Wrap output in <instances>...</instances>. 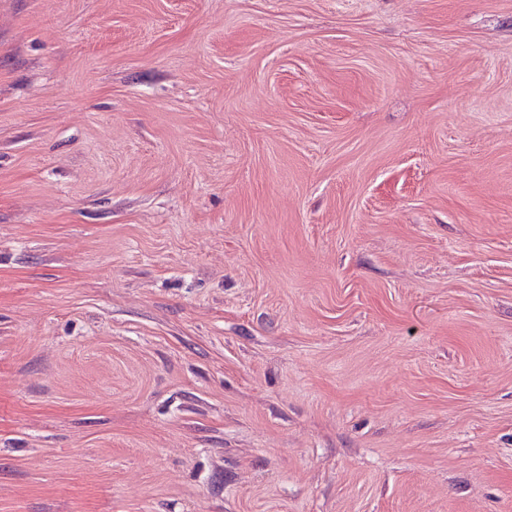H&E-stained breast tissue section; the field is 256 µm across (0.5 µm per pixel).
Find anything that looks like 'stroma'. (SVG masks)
<instances>
[{"instance_id":"obj_1","label":"stroma","mask_w":512,"mask_h":512,"mask_svg":"<svg viewBox=\"0 0 512 512\" xmlns=\"http://www.w3.org/2000/svg\"><path fill=\"white\" fill-rule=\"evenodd\" d=\"M0 512H512V0H0Z\"/></svg>"}]
</instances>
